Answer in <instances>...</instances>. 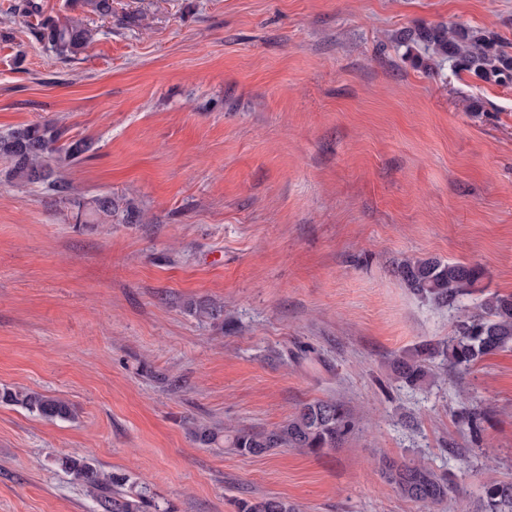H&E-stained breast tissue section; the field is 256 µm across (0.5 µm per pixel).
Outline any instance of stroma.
<instances>
[{
  "label": "stroma",
  "mask_w": 512,
  "mask_h": 512,
  "mask_svg": "<svg viewBox=\"0 0 512 512\" xmlns=\"http://www.w3.org/2000/svg\"><path fill=\"white\" fill-rule=\"evenodd\" d=\"M0 0V132L35 121L94 143L64 177L133 203L136 224H77L0 175V389L68 400L48 421L0 403V512H95L54 463L91 459L173 512L276 496L302 512H415L381 476L415 459L479 512L512 478V352L426 389L391 359L447 337V310L396 267L481 266L512 293V86L421 64L394 37L487 29L512 52V0ZM93 29L60 58L42 19ZM223 305L200 321L189 303ZM486 419L459 428L463 390ZM355 427L318 454L240 456L196 422L270 430L316 399ZM465 448L448 454L449 442Z\"/></svg>",
  "instance_id": "stroma-1"
}]
</instances>
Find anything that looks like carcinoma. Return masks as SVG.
I'll return each instance as SVG.
<instances>
[{
  "instance_id": "1",
  "label": "carcinoma",
  "mask_w": 512,
  "mask_h": 512,
  "mask_svg": "<svg viewBox=\"0 0 512 512\" xmlns=\"http://www.w3.org/2000/svg\"><path fill=\"white\" fill-rule=\"evenodd\" d=\"M38 36L57 55L68 57L86 48L92 31L81 21L46 19L40 23ZM399 43L422 49L427 59L446 61L455 70L500 86L512 85V53L501 45L497 35L466 27H421L404 31ZM64 130L56 124L35 122L0 133V158L7 167V181L20 185H39L59 202L73 209L78 224H135L140 211L132 204L120 205L110 194L91 198L75 196L71 183L61 168L79 161L92 150L87 139L61 142ZM397 273L412 292L452 317L448 337L437 342L426 341L395 356L392 368L397 380L410 387H420L438 375V369L452 368L468 372L484 358L498 352L512 351V294L498 292L484 295L469 305L467 299L476 292L483 277L482 270L460 262L438 258L405 259ZM200 320H217L223 316L221 306L208 301L191 305ZM469 404L455 414L461 427L473 431L479 427L484 413L474 405L476 396L467 397ZM0 402L24 407L46 420L69 421L75 411L65 399L36 391H0ZM349 409L340 401L318 399L301 405L282 425L272 430L240 427L229 436L207 424L191 429L195 441L207 447L225 446L242 456H261L274 448H298L320 453L339 445L353 430ZM56 464L71 479L86 487L93 495L97 512H159L155 501L140 490H122L128 477L105 473L85 457L63 456ZM385 477L401 495L420 508L446 506L453 509L457 488L448 477L422 462L403 461L386 467ZM481 512H512V480L485 483L480 489ZM236 512H300L298 505L274 496L241 498L235 501Z\"/></svg>"
}]
</instances>
